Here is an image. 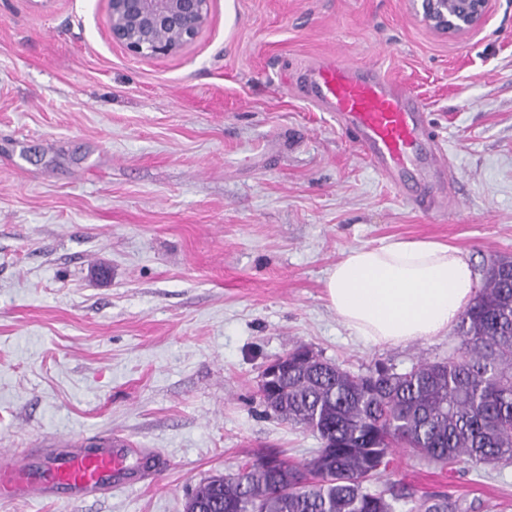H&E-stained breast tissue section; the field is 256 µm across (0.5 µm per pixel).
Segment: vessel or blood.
I'll list each match as a JSON object with an SVG mask.
<instances>
[{
  "label": "vessel or blood",
  "instance_id": "b4317fda",
  "mask_svg": "<svg viewBox=\"0 0 512 512\" xmlns=\"http://www.w3.org/2000/svg\"><path fill=\"white\" fill-rule=\"evenodd\" d=\"M307 99L331 113L354 135L371 166L393 187L403 185L408 165L419 164L421 190L413 205L438 210L447 203L448 171L438 155L421 161L419 147L434 143L435 133L420 99L379 68L323 56L305 72ZM150 460L146 450L120 437H82L36 454L25 467L0 462V496L82 502L112 491L115 480L138 483Z\"/></svg>",
  "mask_w": 512,
  "mask_h": 512
}]
</instances>
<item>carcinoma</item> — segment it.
<instances>
[{"label": "carcinoma", "mask_w": 512, "mask_h": 512, "mask_svg": "<svg viewBox=\"0 0 512 512\" xmlns=\"http://www.w3.org/2000/svg\"><path fill=\"white\" fill-rule=\"evenodd\" d=\"M459 347L448 358L397 372L376 364L352 373L306 347L288 352L274 391L258 386L265 410L312 431L321 448L301 464L258 455L215 475L188 497L185 512H395L412 494L365 483L401 445L441 465L512 463V260L483 270L460 314ZM411 512H467L446 495Z\"/></svg>", "instance_id": "carcinoma-1"}]
</instances>
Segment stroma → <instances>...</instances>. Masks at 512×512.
<instances>
[{"instance_id":"stroma-1","label":"stroma","mask_w":512,"mask_h":512,"mask_svg":"<svg viewBox=\"0 0 512 512\" xmlns=\"http://www.w3.org/2000/svg\"><path fill=\"white\" fill-rule=\"evenodd\" d=\"M107 0H0V459L112 434L159 455L136 485L0 512H184L258 451L318 437L258 384L304 345L353 373L447 357L456 329L354 336L324 298L355 246L434 240L475 276L512 257V0L462 38L409 0H213L180 53L112 42ZM374 64L426 106L454 168L445 215L406 203L302 81L316 58ZM512 512V463L469 470L396 449L372 480Z\"/></svg>"}]
</instances>
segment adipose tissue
Listing matches in <instances>:
<instances>
[{
  "label": "adipose tissue",
  "mask_w": 512,
  "mask_h": 512,
  "mask_svg": "<svg viewBox=\"0 0 512 512\" xmlns=\"http://www.w3.org/2000/svg\"><path fill=\"white\" fill-rule=\"evenodd\" d=\"M325 297L354 335L401 343L447 333L475 293L471 266L432 240L348 249L327 272Z\"/></svg>",
  "instance_id": "1"
}]
</instances>
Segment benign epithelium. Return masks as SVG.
Masks as SVG:
<instances>
[{"instance_id": "obj_1", "label": "benign epithelium", "mask_w": 512, "mask_h": 512, "mask_svg": "<svg viewBox=\"0 0 512 512\" xmlns=\"http://www.w3.org/2000/svg\"><path fill=\"white\" fill-rule=\"evenodd\" d=\"M112 42L135 57L170 56L196 40L207 25L212 0H108ZM433 32L462 37L482 26L489 0H411Z\"/></svg>"}]
</instances>
